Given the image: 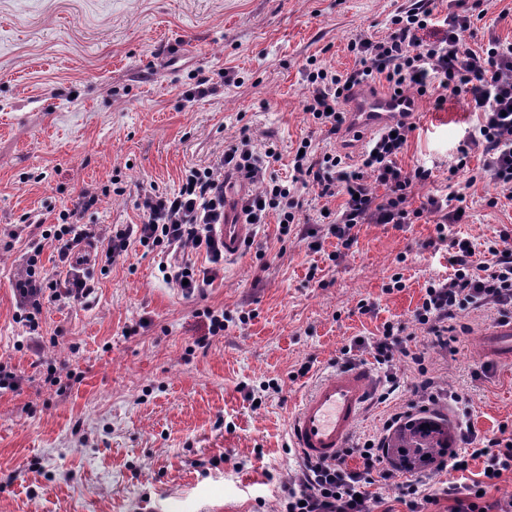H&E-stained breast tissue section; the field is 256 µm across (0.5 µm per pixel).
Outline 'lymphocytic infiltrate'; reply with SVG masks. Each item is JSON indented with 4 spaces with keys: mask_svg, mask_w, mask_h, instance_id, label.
Wrapping results in <instances>:
<instances>
[{
    "mask_svg": "<svg viewBox=\"0 0 512 512\" xmlns=\"http://www.w3.org/2000/svg\"><path fill=\"white\" fill-rule=\"evenodd\" d=\"M478 7L477 0H448V10L441 14L420 0L398 6L388 20L387 35L350 41L348 49L356 57L351 71L339 73L307 62L305 112L315 125L334 134L348 124L342 102L361 87L382 84L399 95L413 91L438 110L448 99H464L477 123L448 165L449 181L468 173L470 154L478 149L483 155L479 176L489 191L511 188L512 43L492 38L480 50L463 51L465 39L475 35ZM415 129V123L404 118L387 125L368 142L355 167L346 165L338 154H315L310 141H301L302 152L294 156L292 176L285 181L269 174L280 159L277 148L270 145L258 152L249 136H240L207 165L185 169L178 189L141 191L135 201L143 215L138 224L103 228L78 223V216L98 202L97 195L81 194L73 210L60 213L57 223L30 229V252L14 288L16 318L34 336L44 304L62 300L86 304L94 292L87 278L61 281L47 274L39 257L48 245L59 263L70 267L79 262L84 245L104 241L96 258L110 265L135 242L158 254L160 271L168 282L180 286L183 295L199 292L216 276L215 266L224 259V240L216 226L224 221V188L233 178L260 187L258 193L240 201L246 223H264L273 210L279 214L283 235L296 222L301 188L316 187L323 197L343 195L341 209L327 212L322 221L346 250L355 243V229L361 224H412L428 216L441 234L447 225L465 223L466 198L459 193L432 194L419 207H412L414 188L434 180L431 167L418 164L405 170L397 163ZM376 184L385 187L384 195L373 192ZM448 248L451 274L430 280L413 312L415 323L444 351L453 349L469 332L465 321L469 312L486 310L502 320L512 318V249L491 247L495 262L489 265L468 240H451ZM190 249L205 252L211 269L197 273L186 256ZM413 341L404 324L387 322L380 334L343 347L340 361L348 367L366 353L388 372L403 363L415 376L411 395L404 409L384 421V429L397 424L405 410L426 411L444 399L454 412L461 450L439 460L432 472L405 481L386 463L382 442L374 437L356 439L333 461L299 457L296 470L284 481L279 512H377L379 499L372 491L376 485L397 487L406 512H431L443 499L450 503L448 512H512V495L491 504L486 501L503 474L512 473V428L503 424L496 436L478 438L471 421V399L440 388L429 358L414 348ZM351 457L357 458V467H349ZM476 460L483 464L480 479L459 482L458 473L468 471ZM441 473L449 476L444 488L436 485Z\"/></svg>",
    "mask_w": 512,
    "mask_h": 512,
    "instance_id": "f902f5d3",
    "label": "lymphocytic infiltrate"
}]
</instances>
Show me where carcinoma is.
Returning a JSON list of instances; mask_svg holds the SVG:
<instances>
[{
    "label": "carcinoma",
    "mask_w": 512,
    "mask_h": 512,
    "mask_svg": "<svg viewBox=\"0 0 512 512\" xmlns=\"http://www.w3.org/2000/svg\"><path fill=\"white\" fill-rule=\"evenodd\" d=\"M384 447L390 460L413 470L448 452V422L433 412L409 416L392 428Z\"/></svg>",
    "instance_id": "carcinoma-1"
}]
</instances>
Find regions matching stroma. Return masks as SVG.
<instances>
[{"instance_id": "1", "label": "stroma", "mask_w": 512, "mask_h": 512, "mask_svg": "<svg viewBox=\"0 0 512 512\" xmlns=\"http://www.w3.org/2000/svg\"><path fill=\"white\" fill-rule=\"evenodd\" d=\"M403 0H0V360L22 377L0 394V512H277L282 481L296 466L286 454L288 422L316 380L336 368L341 349L377 334L387 321L412 327L441 387L471 398L478 435L512 424V366L480 354L486 314L456 352L445 354L413 311L429 278L451 271L446 249L428 248L434 224H363L345 255L321 222L343 196L303 190L299 233L279 236L278 217L254 226L251 246L194 296L167 282L155 254L131 245L114 264H90V306L46 304L42 350L16 323L14 282L27 237L22 219L56 223L82 192L98 195L87 224H137L138 192L177 188L186 167L207 164L247 132L275 144L279 177L303 137L316 153L356 164L365 145L348 131L316 129L303 110L307 59L351 70L349 41L379 38ZM475 50L489 37L512 42V0H482ZM224 77L223 92L181 98L201 78ZM416 129L398 158L424 163L433 184L411 203L448 193V163L476 118L463 99L434 109L417 101ZM125 195H102L113 174ZM469 219L448 237L487 252L496 231L512 230V190L487 202L483 182L464 187ZM316 232L320 252L301 231ZM316 277H309V269ZM403 291L387 293L393 275ZM376 304L374 315L357 310ZM230 313L223 335L192 350L204 309ZM248 321H240V314ZM311 363L310 372L292 371ZM71 372L64 394L45 385L48 365ZM481 378H473L475 369ZM277 379L282 395L253 406L249 391Z\"/></svg>"}]
</instances>
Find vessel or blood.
Returning <instances> with one entry per match:
<instances>
[{
    "label": "vessel or blood",
    "mask_w": 512,
    "mask_h": 512,
    "mask_svg": "<svg viewBox=\"0 0 512 512\" xmlns=\"http://www.w3.org/2000/svg\"><path fill=\"white\" fill-rule=\"evenodd\" d=\"M403 96L390 91L355 92L350 100L352 133L362 135L377 131L410 111ZM219 231L224 239V253L237 255L252 235L240 210L225 208ZM484 358L512 363V321L493 323L484 333L481 347ZM371 393L370 373L352 367L321 376L301 399L289 427L294 448L302 454L327 461L335 460L347 447Z\"/></svg>",
    "instance_id": "vessel-or-blood-1"
}]
</instances>
